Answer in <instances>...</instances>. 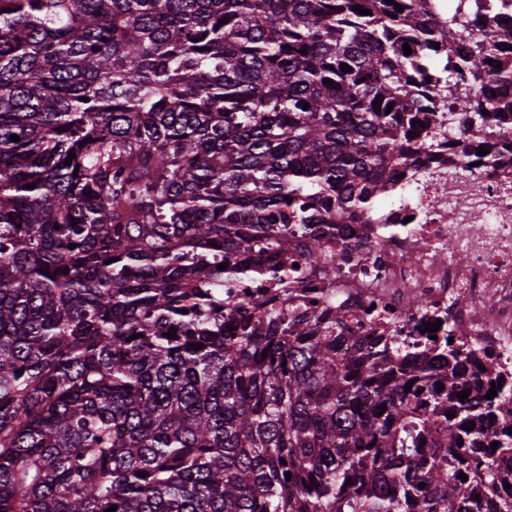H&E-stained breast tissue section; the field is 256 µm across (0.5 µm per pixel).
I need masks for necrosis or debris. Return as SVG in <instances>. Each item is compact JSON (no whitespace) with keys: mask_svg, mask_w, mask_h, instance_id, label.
Wrapping results in <instances>:
<instances>
[{"mask_svg":"<svg viewBox=\"0 0 512 512\" xmlns=\"http://www.w3.org/2000/svg\"><path fill=\"white\" fill-rule=\"evenodd\" d=\"M391 181L389 201L358 217L310 208L306 223L290 225L287 253L268 257L279 280L245 278L234 295L251 298L253 318L300 315L317 336L342 315L344 354L375 336L426 352L435 336L451 335L512 377V153L472 166L447 147L423 146ZM312 231L324 241L314 264L305 251Z\"/></svg>","mask_w":512,"mask_h":512,"instance_id":"necrosis-or-debris-1","label":"necrosis or debris"}]
</instances>
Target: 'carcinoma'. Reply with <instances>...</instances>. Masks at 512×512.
Returning <instances> with one entry per match:
<instances>
[{"label":"carcinoma","mask_w":512,"mask_h":512,"mask_svg":"<svg viewBox=\"0 0 512 512\" xmlns=\"http://www.w3.org/2000/svg\"><path fill=\"white\" fill-rule=\"evenodd\" d=\"M485 4L0 0V512H483L512 469L465 449L512 463V385L478 369L458 400L450 343L423 368L448 394L413 419L385 337L347 359L333 326L241 319L221 288L288 251L278 224L387 196L448 90L458 158L492 142L512 102L466 89L512 79V26L434 46Z\"/></svg>","instance_id":"obj_1"}]
</instances>
